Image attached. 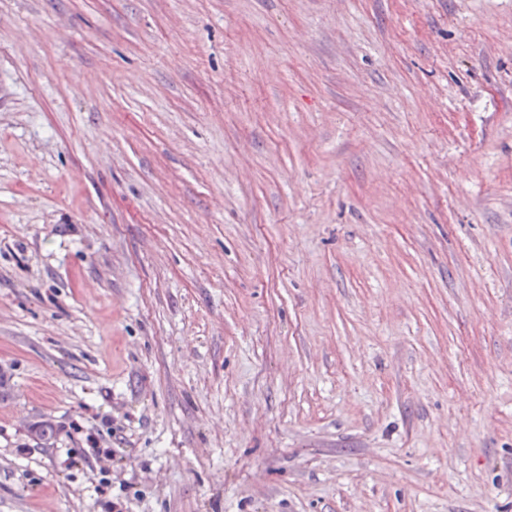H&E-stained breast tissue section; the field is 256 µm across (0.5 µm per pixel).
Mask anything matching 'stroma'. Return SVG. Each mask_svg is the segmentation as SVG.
I'll return each instance as SVG.
<instances>
[{
    "mask_svg": "<svg viewBox=\"0 0 512 512\" xmlns=\"http://www.w3.org/2000/svg\"><path fill=\"white\" fill-rule=\"evenodd\" d=\"M0 373V512H512V0H0Z\"/></svg>",
    "mask_w": 512,
    "mask_h": 512,
    "instance_id": "stroma-1",
    "label": "stroma"
}]
</instances>
